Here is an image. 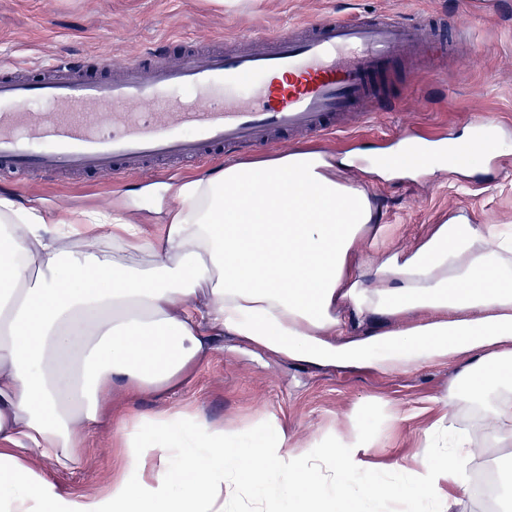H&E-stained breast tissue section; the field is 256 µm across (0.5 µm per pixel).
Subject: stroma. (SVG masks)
Listing matches in <instances>:
<instances>
[{
	"label": "stroma",
	"instance_id": "stroma-1",
	"mask_svg": "<svg viewBox=\"0 0 512 512\" xmlns=\"http://www.w3.org/2000/svg\"><path fill=\"white\" fill-rule=\"evenodd\" d=\"M333 12L408 13L425 23L441 15L455 39L453 51L437 64L423 58L397 63L393 85L404 94L392 108L354 120L348 133L313 142L331 157L353 154L352 164L340 163L336 171L372 197L381 229L365 235L361 261L416 248L436 225L457 219L512 225V0H491L479 14L467 0H0V59L40 64L57 55L76 61L96 56L119 66L153 43L175 60L202 40L285 30ZM477 118L489 122L500 159L455 174L434 167L391 176L373 166L374 155L397 147L407 131L427 141L466 138ZM188 178L185 172L122 181L38 174L20 185L0 182V193L64 221L102 208L127 213L151 233L173 204L175 186ZM214 346L210 358L164 398L118 395L114 407L138 416L168 407L242 429L275 423L299 444L318 442L354 420L375 439L369 461L378 471L409 460L425 431L445 415L466 426L476 442L484 440L478 411L464 402L448 406L464 391L457 362L408 373L317 371L226 336ZM125 461L122 443L103 430L88 439L72 469L50 477L66 493H87Z\"/></svg>",
	"mask_w": 512,
	"mask_h": 512
}]
</instances>
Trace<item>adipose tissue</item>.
Wrapping results in <instances>:
<instances>
[{"mask_svg": "<svg viewBox=\"0 0 512 512\" xmlns=\"http://www.w3.org/2000/svg\"><path fill=\"white\" fill-rule=\"evenodd\" d=\"M147 234L119 212L74 222L0 195V512H369L384 495L451 512L470 495L459 458L512 446V230L441 224L416 249L368 262L356 243L373 219L366 191L317 150L229 164L174 189ZM391 318L353 335L342 314ZM230 335L316 369L409 372L465 360V397L483 405L484 445L463 432L447 452L369 478L371 438L341 429L296 450L266 423L214 426L162 409L113 418L112 393L162 395ZM128 448L102 489L63 492L39 466L70 469L105 422Z\"/></svg>", "mask_w": 512, "mask_h": 512, "instance_id": "adipose-tissue-1", "label": "adipose tissue"}]
</instances>
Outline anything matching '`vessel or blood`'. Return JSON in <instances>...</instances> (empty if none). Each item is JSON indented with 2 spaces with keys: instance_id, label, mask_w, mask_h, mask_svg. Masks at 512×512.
I'll return each instance as SVG.
<instances>
[{
  "instance_id": "vessel-or-blood-1",
  "label": "vessel or blood",
  "mask_w": 512,
  "mask_h": 512,
  "mask_svg": "<svg viewBox=\"0 0 512 512\" xmlns=\"http://www.w3.org/2000/svg\"><path fill=\"white\" fill-rule=\"evenodd\" d=\"M251 42L178 60L150 48L108 73L60 59L32 78L27 67L1 62L0 175L169 173L347 131L353 113L394 104L393 64L424 46L425 28L398 14L330 15ZM33 102L44 111H29ZM494 155L491 136L459 139L453 167Z\"/></svg>"
}]
</instances>
